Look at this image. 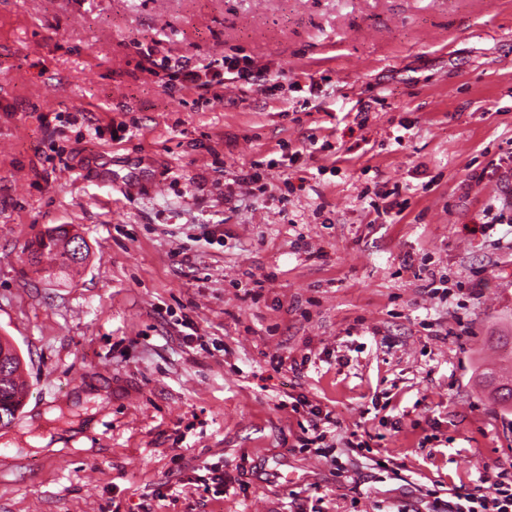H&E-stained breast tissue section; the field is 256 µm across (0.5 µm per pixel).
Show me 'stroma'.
Returning a JSON list of instances; mask_svg holds the SVG:
<instances>
[{
  "mask_svg": "<svg viewBox=\"0 0 512 512\" xmlns=\"http://www.w3.org/2000/svg\"><path fill=\"white\" fill-rule=\"evenodd\" d=\"M154 39L281 88L167 92L138 66ZM48 112L71 120L70 161ZM113 119L136 135L99 138ZM511 150L512 0H0V336L29 385L0 431V512H430V489L512 466L492 397L512 380V226L479 230L512 176L470 180ZM103 153L112 186L85 173ZM134 172L161 191L122 192ZM60 224L88 247L66 281L27 251ZM433 268L482 275L479 299L429 298ZM290 395L334 411L328 443L363 447L335 464L301 447ZM205 460L223 489L196 481Z\"/></svg>",
  "mask_w": 512,
  "mask_h": 512,
  "instance_id": "obj_1",
  "label": "stroma"
}]
</instances>
